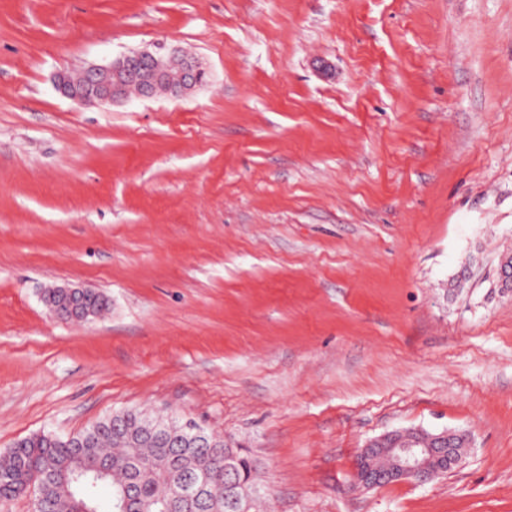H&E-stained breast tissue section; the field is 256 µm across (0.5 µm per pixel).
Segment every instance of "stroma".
<instances>
[{"instance_id":"stroma-1","label":"stroma","mask_w":512,"mask_h":512,"mask_svg":"<svg viewBox=\"0 0 512 512\" xmlns=\"http://www.w3.org/2000/svg\"><path fill=\"white\" fill-rule=\"evenodd\" d=\"M160 44L206 84L55 90ZM507 254L512 0H0V453L143 410L246 447L260 512H512ZM414 427L471 446L359 487ZM56 288V294L47 299L46 296L53 293ZM48 288L44 294L45 304L50 311L58 318L64 321L83 322L89 317H94L105 310L108 305L104 303L98 296H90L86 298V309L82 306L83 298L90 292L88 288L71 287L69 285ZM457 441L466 445V434L443 431L434 435L422 428L397 429L362 448L356 468V482L365 487L378 482L401 480L427 482L439 471L451 470L461 460ZM382 443H388L383 448ZM448 446V448H446ZM380 458L376 465L377 459Z\"/></svg>"}]
</instances>
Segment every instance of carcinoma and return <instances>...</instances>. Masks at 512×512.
<instances>
[{
    "label": "carcinoma",
    "mask_w": 512,
    "mask_h": 512,
    "mask_svg": "<svg viewBox=\"0 0 512 512\" xmlns=\"http://www.w3.org/2000/svg\"><path fill=\"white\" fill-rule=\"evenodd\" d=\"M121 429H112L108 415L71 438L37 434L0 454V497L25 493L34 484L39 498L35 512H100L95 499L99 485L112 488L110 512H234L224 497V462L210 467L206 490L184 508L169 502L184 486H193L201 472L206 449L193 434L178 445L155 443L154 425L138 411L117 414ZM234 478L254 484L253 459L239 448L233 461Z\"/></svg>",
    "instance_id": "cac0c4a2"
}]
</instances>
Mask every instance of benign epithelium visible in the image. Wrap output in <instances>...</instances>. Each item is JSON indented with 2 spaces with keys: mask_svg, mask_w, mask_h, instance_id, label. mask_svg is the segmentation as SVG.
Listing matches in <instances>:
<instances>
[{
  "mask_svg": "<svg viewBox=\"0 0 512 512\" xmlns=\"http://www.w3.org/2000/svg\"><path fill=\"white\" fill-rule=\"evenodd\" d=\"M177 72H172V65ZM206 82V69L195 56L179 49L160 48L125 53L108 65L90 66L78 74L60 72L55 86L65 98L83 107L122 103L131 96L151 99L159 93L180 97ZM88 288L63 285L45 300L50 311L64 321L83 322L94 313L82 306ZM466 442L464 434L444 431L434 435L422 428L397 429L369 441L360 452L356 482L364 487L378 482L401 480L427 482L441 471H448L461 460L457 442ZM386 465H376L379 457ZM224 494L239 512H249L259 494L255 486L240 483L224 486Z\"/></svg>",
  "mask_w": 512,
  "mask_h": 512,
  "instance_id": "obj_1",
  "label": "benign epithelium"
}]
</instances>
